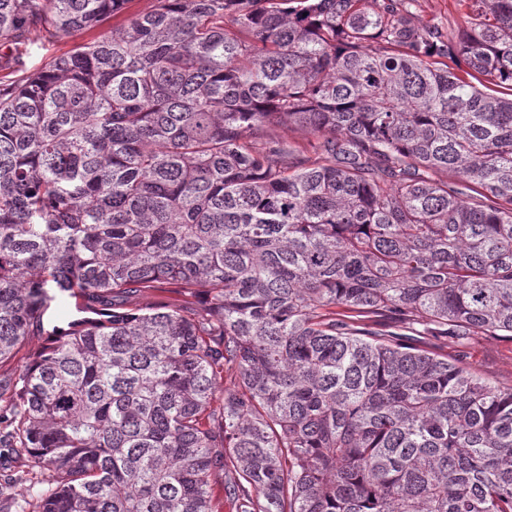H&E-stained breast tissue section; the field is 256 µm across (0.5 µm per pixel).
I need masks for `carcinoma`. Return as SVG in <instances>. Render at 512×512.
Listing matches in <instances>:
<instances>
[{"label": "carcinoma", "mask_w": 512, "mask_h": 512, "mask_svg": "<svg viewBox=\"0 0 512 512\" xmlns=\"http://www.w3.org/2000/svg\"><path fill=\"white\" fill-rule=\"evenodd\" d=\"M127 0H0V46ZM154 0L0 56V453L16 512H512V0ZM463 59L471 79L448 61ZM280 126L313 135L293 148ZM162 284L205 305L139 306ZM93 317L24 351L51 303ZM153 0H131L127 3L123 13L116 18L110 19L101 28L91 32H77L73 36L59 40L48 41L43 36L34 32L30 36L31 44L28 46L27 54L25 48L20 47L16 52L24 54V60L29 68H41L53 60L73 49L76 45L89 41L100 32L108 29L112 25L121 24L125 19L132 15L140 14L151 9ZM413 11L418 23L439 26L443 31L457 33L465 12L460 0H416ZM425 346L459 361L500 389L512 388V340L504 336H473L463 342L427 336ZM3 463L4 462H2V467L9 468L11 471L19 472V474L22 475L23 481L21 482V487L28 488L30 486L32 493H36L38 490L42 488V485L40 484L41 476L39 474V471L28 466L27 463L24 462V460L11 459L8 461L7 466H4ZM20 486L18 488H15L12 485L8 487V489L6 490H1L0 501L2 499L3 501H5L4 496L7 498L14 497V494L17 493L16 491L19 490Z\"/></svg>", "instance_id": "carcinoma-1"}]
</instances>
